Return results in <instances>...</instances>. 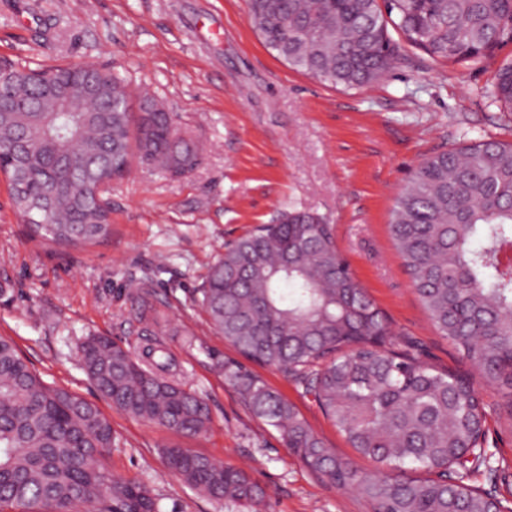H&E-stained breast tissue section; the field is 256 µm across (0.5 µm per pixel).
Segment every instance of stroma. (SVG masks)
<instances>
[{
	"label": "stroma",
	"mask_w": 512,
	"mask_h": 512,
	"mask_svg": "<svg viewBox=\"0 0 512 512\" xmlns=\"http://www.w3.org/2000/svg\"><path fill=\"white\" fill-rule=\"evenodd\" d=\"M1 56L111 65L203 149L200 164L181 176L132 161L112 185L111 236L78 248L31 237L0 177V336L46 382L111 420L116 440L106 465L114 475L149 486L159 512H224L168 468L162 450L178 445L247 469L265 488L269 512H370L354 490L322 482L212 369L211 352L236 351L193 301L226 245L298 207L328 220L356 279L422 359L468 373L485 405L497 471L476 472L470 483L512 508V401L435 329L389 232L395 200L423 160L474 140L512 142V113L481 95L512 60V44L464 64L406 44L381 80L341 89L267 50L247 21L246 0H0ZM147 274L152 286L140 289ZM144 298L170 332L167 352L188 387L209 405L201 435L127 415L84 372L79 346L87 336L142 343ZM260 374L337 456L375 471L291 379L267 367Z\"/></svg>",
	"instance_id": "1"
}]
</instances>
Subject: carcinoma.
Wrapping results in <instances>:
<instances>
[{"label":"carcinoma","instance_id":"cac0c4a2","mask_svg":"<svg viewBox=\"0 0 512 512\" xmlns=\"http://www.w3.org/2000/svg\"><path fill=\"white\" fill-rule=\"evenodd\" d=\"M247 19L293 69L349 89L382 79L398 59L390 23L432 59L454 64L512 43V0H248ZM87 68L0 60V100L44 108L0 112V173L32 234L64 247L111 234L110 187L132 155L172 175L201 160L155 99L134 107L128 82L111 68L98 74L112 96L86 93ZM60 83L84 111L61 108ZM487 97L512 112V61L498 68ZM390 230L434 326L512 399V266L500 261L512 251V144L477 140L426 159L396 198ZM197 293L224 341L297 380L378 465L360 474L261 376L212 355L224 382L327 483L356 490L373 512H486L483 493L468 484L488 453L483 401L464 374L394 350L398 333L317 214L290 208L258 225L225 248ZM80 352L89 380L125 413L187 436L210 427L207 403L172 370L160 340L133 350L92 335ZM113 442L97 405L46 382L0 336V512H157L148 486L106 467ZM163 454L224 512L265 503L244 469L179 446Z\"/></svg>","mask_w":512,"mask_h":512}]
</instances>
